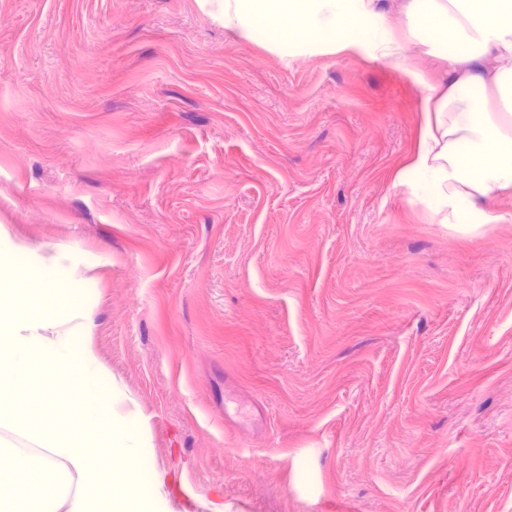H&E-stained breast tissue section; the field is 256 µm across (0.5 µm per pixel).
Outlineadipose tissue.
<instances>
[{"instance_id":"1","label":"adipose tissue","mask_w":512,"mask_h":512,"mask_svg":"<svg viewBox=\"0 0 512 512\" xmlns=\"http://www.w3.org/2000/svg\"><path fill=\"white\" fill-rule=\"evenodd\" d=\"M226 27L289 56L349 50L405 71L424 93L418 149L395 183L432 193L440 223L482 234L512 188V0H407L414 40L447 60L445 84L410 69L383 0H206Z\"/></svg>"}]
</instances>
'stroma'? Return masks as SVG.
Instances as JSON below:
<instances>
[{"mask_svg": "<svg viewBox=\"0 0 512 512\" xmlns=\"http://www.w3.org/2000/svg\"><path fill=\"white\" fill-rule=\"evenodd\" d=\"M423 94L280 53L202 0H0V240L62 280L0 302V443L70 444L82 337L141 425L139 512H512V221L394 187Z\"/></svg>", "mask_w": 512, "mask_h": 512, "instance_id": "obj_1", "label": "stroma"}]
</instances>
